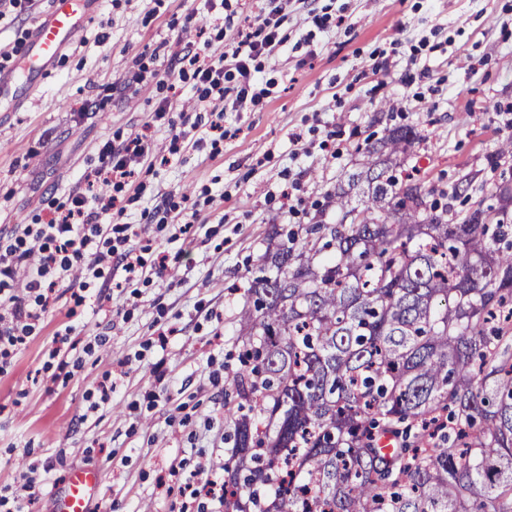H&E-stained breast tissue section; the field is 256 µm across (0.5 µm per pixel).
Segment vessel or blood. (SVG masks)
Listing matches in <instances>:
<instances>
[{
  "label": "vessel or blood",
  "mask_w": 512,
  "mask_h": 512,
  "mask_svg": "<svg viewBox=\"0 0 512 512\" xmlns=\"http://www.w3.org/2000/svg\"><path fill=\"white\" fill-rule=\"evenodd\" d=\"M98 0H51L33 23L23 55L0 72V105L16 110L40 87L63 50L75 46L95 15ZM101 476L90 468L71 470L55 512H90L101 494Z\"/></svg>",
  "instance_id": "obj_1"
}]
</instances>
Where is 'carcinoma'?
Returning a JSON list of instances; mask_svg holds the SVG:
<instances>
[{
    "instance_id": "obj_1",
    "label": "carcinoma",
    "mask_w": 512,
    "mask_h": 512,
    "mask_svg": "<svg viewBox=\"0 0 512 512\" xmlns=\"http://www.w3.org/2000/svg\"><path fill=\"white\" fill-rule=\"evenodd\" d=\"M416 140L389 130L336 223L258 256L224 512H512V222L450 224L448 192L390 174Z\"/></svg>"
}]
</instances>
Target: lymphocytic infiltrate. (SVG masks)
<instances>
[{
	"label": "lymphocytic infiltrate",
	"mask_w": 512,
	"mask_h": 512,
	"mask_svg": "<svg viewBox=\"0 0 512 512\" xmlns=\"http://www.w3.org/2000/svg\"><path fill=\"white\" fill-rule=\"evenodd\" d=\"M287 6L288 0H257L256 27L240 32L231 53L216 57L202 46L179 56L180 78L192 79L198 107L211 115L201 139L223 143L225 112L259 103L261 61L287 41L281 33ZM150 155L151 143L143 133L101 143L95 166L82 174L80 187L65 202L25 225L21 234L0 236V369L34 334L56 288L75 289L74 301L80 304L90 279L111 268L164 275L166 252L145 258L131 244L138 235L135 225L108 221L111 214H124V193Z\"/></svg>",
	"instance_id": "1"
}]
</instances>
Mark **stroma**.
<instances>
[{
  "label": "stroma",
  "instance_id": "35a3bbf8",
  "mask_svg": "<svg viewBox=\"0 0 512 512\" xmlns=\"http://www.w3.org/2000/svg\"><path fill=\"white\" fill-rule=\"evenodd\" d=\"M287 13V49L262 63L268 95L225 113L219 147H193L200 112L188 105L191 81H176L186 138L170 163L137 170L142 193L112 218L147 225L169 253L166 277L131 288L115 270L79 307L57 289L40 330L0 372V488L26 512H53L74 466L103 477L93 512H179L197 465L223 477L229 397L219 373L237 364L249 269L272 225L335 222L326 193L357 169L366 140L415 128L406 166L439 188L470 181L488 206L500 179L512 181V156L487 164L512 136L500 118L512 113V0H290ZM209 15L206 0H100L29 102L0 112L1 233L65 200L106 140L149 123L155 151L168 152L176 129L153 119L165 95L153 73L207 41ZM323 15L340 25L319 28ZM103 79L117 89L91 108ZM184 195L198 222L175 241L173 224L151 216ZM68 325L82 363L55 380L43 366ZM107 375L112 403L90 412L87 395Z\"/></svg>",
  "mask_w": 512,
  "mask_h": 512
}]
</instances>
